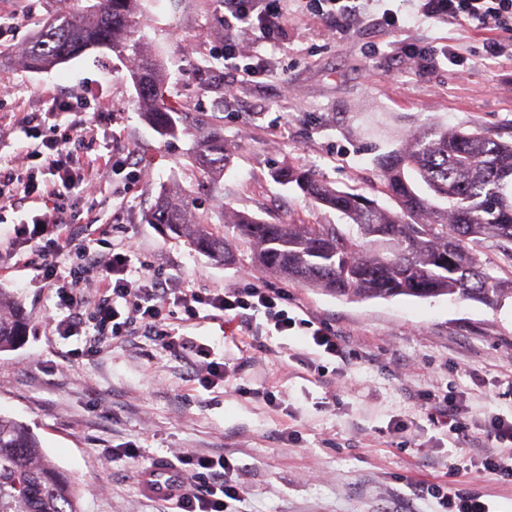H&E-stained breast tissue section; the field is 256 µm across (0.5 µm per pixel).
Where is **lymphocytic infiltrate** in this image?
Instances as JSON below:
<instances>
[{
  "mask_svg": "<svg viewBox=\"0 0 512 512\" xmlns=\"http://www.w3.org/2000/svg\"><path fill=\"white\" fill-rule=\"evenodd\" d=\"M266 2L223 0L227 27L238 25L259 31L266 38L274 36L282 28L283 16L267 9ZM412 16L492 31L486 44L487 56L512 60V0H419ZM88 108V103L58 98L46 111L22 116V123L37 122L50 131L49 137L27 146L24 160L47 169L52 177L40 182L23 165L0 168V210L36 198L43 208L34 216V223L54 229L81 223L80 212L67 203L69 194L98 193L109 176L107 162L87 166L81 163L82 149L98 138L96 123L82 117ZM63 112L75 113V121L60 125L58 116ZM75 255L76 262L61 264L50 243L32 251L29 257L30 263L41 268L67 311L65 317L55 321L56 330L85 337L92 345L109 336L148 332L163 347L187 357L192 380L203 387L221 384L225 376L223 363L212 360L211 350L185 332L186 326L204 311L222 322H238L250 337L251 348L261 352L267 349L266 337L297 330L310 337L323 354L334 358L343 354L344 340L335 330L312 316L289 315L282 306L283 296L270 289L256 285L204 292L178 288L150 268L134 267L132 250L124 245L105 257L84 240L77 244ZM167 303L182 310V319L164 322L163 306ZM178 462L188 479V491L175 498V512H236L234 504L241 501L242 491L232 479L236 466L229 457L184 455ZM415 490L418 495L436 499L441 512H489L480 496L452 484H419Z\"/></svg>",
  "mask_w": 512,
  "mask_h": 512,
  "instance_id": "f902f5d3",
  "label": "lymphocytic infiltrate"
}]
</instances>
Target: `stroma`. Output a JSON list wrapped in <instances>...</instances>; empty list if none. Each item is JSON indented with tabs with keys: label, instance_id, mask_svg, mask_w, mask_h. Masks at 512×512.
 I'll return each mask as SVG.
<instances>
[{
	"label": "stroma",
	"instance_id": "obj_1",
	"mask_svg": "<svg viewBox=\"0 0 512 512\" xmlns=\"http://www.w3.org/2000/svg\"><path fill=\"white\" fill-rule=\"evenodd\" d=\"M84 3L0 0V17L12 24L0 39L8 50L0 57V140L7 143L0 157L21 162L35 132L19 126L25 113L46 110L56 97L90 102L106 144L87 156L105 154L114 175L77 207L108 219L110 243H133L137 261L186 288L279 291L289 315L307 311L345 345L342 357L331 358L292 331L272 337L270 352L261 353L238 323L201 318L186 333L209 345L228 372L208 390L190 381L186 359L141 333L83 355L84 337L50 325L55 290L25 262L52 238L69 260L71 232L34 233V202L0 210V288L18 296L27 318L24 341L0 354V413L27 424L76 478L82 512H169L170 502L140 492L138 474L155 458L187 453H221L239 465L240 512H439L412 486L449 470L492 512H512V482L485 474L478 458L491 444V418L512 415L511 296L495 306L445 296L348 300L270 275L246 240L219 263L144 219L163 191L177 190L222 233L228 206L269 224L342 223L341 214L275 180L290 164L389 206L375 159L403 135L445 123L512 140V61L487 60V32L465 25L414 21L392 29L367 14L331 35L296 0H280L277 45L256 31L241 37L266 62L253 82L224 62L230 32L220 0H145L144 32L167 68L168 105L223 128L231 146V162L214 182L191 163V135L164 136L144 120L128 70L110 50L26 69L21 52L38 23L71 16ZM427 42L455 45L463 65L443 60L418 71L404 53ZM228 83L238 88L231 101ZM238 386L250 395H236ZM265 391L279 405L263 400ZM443 395L462 408L457 431L431 408ZM115 448L140 455L105 461Z\"/></svg>",
	"mask_w": 512,
	"mask_h": 512
}]
</instances>
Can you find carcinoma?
Listing matches in <instances>:
<instances>
[{"label":"carcinoma","mask_w":512,"mask_h":512,"mask_svg":"<svg viewBox=\"0 0 512 512\" xmlns=\"http://www.w3.org/2000/svg\"><path fill=\"white\" fill-rule=\"evenodd\" d=\"M140 2L92 0L71 19L42 21L25 65L42 70L86 50H112L133 63L129 76L144 119L163 135L194 132V165L219 176L230 160L224 132L205 124L179 128L182 117L163 98V64L148 50L141 28ZM376 163L394 210L293 166L276 173L279 181L348 218L354 234L337 224H267L228 207L224 222L248 239L265 269L338 297L454 296L494 305L512 295L480 259V247L491 242L512 261V141L436 125L408 134ZM147 220L166 225L212 259L222 261L229 253V239L212 232L182 193L161 194ZM360 235L393 247L364 251ZM24 325L20 302L0 289V353L17 347ZM0 512H82L76 479L49 457L27 425L1 413Z\"/></svg>","instance_id":"carcinoma-1"}]
</instances>
